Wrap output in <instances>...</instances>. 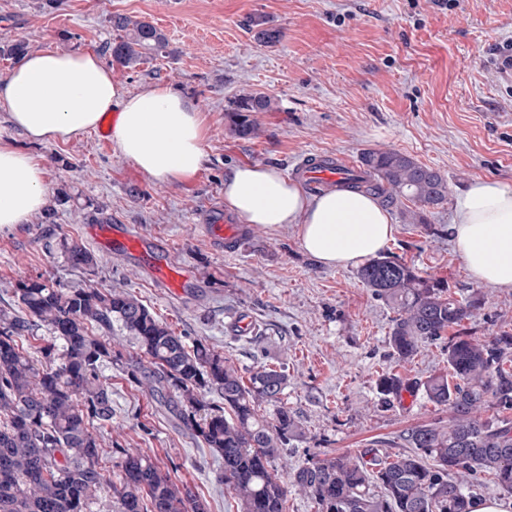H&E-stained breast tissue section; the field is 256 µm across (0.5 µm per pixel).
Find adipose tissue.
I'll list each match as a JSON object with an SVG mask.
<instances>
[{
  "instance_id": "adipose-tissue-1",
  "label": "adipose tissue",
  "mask_w": 512,
  "mask_h": 512,
  "mask_svg": "<svg viewBox=\"0 0 512 512\" xmlns=\"http://www.w3.org/2000/svg\"><path fill=\"white\" fill-rule=\"evenodd\" d=\"M0 104L29 139L55 145L95 129L116 114L112 141L121 155L157 180H192L204 161L206 113L162 83L131 94L93 52L36 51L0 77ZM224 202L247 224L275 230L295 225L302 248L317 263L346 267L376 256L395 226L372 195L337 189L307 196L280 171L236 168ZM48 203L41 158L0 140V226L25 224ZM454 248L478 284L512 289V183L473 181L455 198Z\"/></svg>"
}]
</instances>
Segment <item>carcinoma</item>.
<instances>
[{"label":"carcinoma","instance_id":"1","mask_svg":"<svg viewBox=\"0 0 512 512\" xmlns=\"http://www.w3.org/2000/svg\"><path fill=\"white\" fill-rule=\"evenodd\" d=\"M250 23L263 46L283 38L262 15ZM110 24L112 63L134 69L168 54L167 37L151 22L114 14ZM29 49L24 37L0 38V58L19 59ZM271 108L263 92L238 97L229 109L230 132L256 136L255 114ZM359 169L361 176L343 186L364 188L389 204L405 199L424 210L448 199L447 178L406 153L366 150ZM60 251L75 269L97 264L77 242H62ZM357 276L396 312L388 345L397 362L413 358L428 341L448 339V373L420 384L431 402L448 408V428H411L412 450L392 458L318 459L293 471L292 485L318 512H472V481L481 474L512 493V422L482 418L490 408L512 410V334L448 335L485 305L484 295L476 290L458 299L439 279L388 253L367 261ZM15 297L16 306L0 309V512H86L105 485L113 512H208L200 496L175 484L160 465L116 442L107 452L102 448L99 432L112 421V390L101 381V368L118 363L131 383L165 395L164 407L222 459L224 483L242 512H286L287 487L272 462L304 432L281 399L285 370L259 367L246 384L223 355L201 342L187 345L123 291L36 279L20 282ZM116 327L135 340L142 358L124 362L112 350L105 335ZM41 328L61 340L62 349L43 347L37 364L24 339ZM411 387L400 374L384 373L376 383L379 402L389 406Z\"/></svg>","mask_w":512,"mask_h":512}]
</instances>
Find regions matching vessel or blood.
I'll return each mask as SVG.
<instances>
[{"label":"vessel or blood","mask_w":512,"mask_h":512,"mask_svg":"<svg viewBox=\"0 0 512 512\" xmlns=\"http://www.w3.org/2000/svg\"><path fill=\"white\" fill-rule=\"evenodd\" d=\"M345 160L332 154H307L294 168L311 190L339 183L343 178ZM92 240L105 247L110 254L120 257H138L151 278L160 285L180 292L193 280L190 268L173 265L167 248L159 241L149 240L148 236L131 224H91L87 227ZM210 244L234 252L243 236L241 224L232 217L215 218L205 226Z\"/></svg>","instance_id":"vessel-or-blood-1"}]
</instances>
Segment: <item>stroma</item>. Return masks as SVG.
I'll use <instances>...</instances> for the list:
<instances>
[{
  "mask_svg": "<svg viewBox=\"0 0 512 512\" xmlns=\"http://www.w3.org/2000/svg\"><path fill=\"white\" fill-rule=\"evenodd\" d=\"M145 19L169 40L166 57L112 77L137 93L163 83L194 99L210 132L204 162L191 181L151 179L96 132L56 145L29 141L0 107V139L42 157L54 223L33 218L0 227V307L20 282L42 278L64 287L94 286L140 299L186 343L203 342L250 377L261 365L285 369L282 399L305 435L273 463L282 476L318 458L407 450L411 427L448 424V409L423 392L379 404L376 382L398 372L418 384L448 369L446 344L422 346L405 363L390 355L393 309L374 297L356 266L328 268L303 251L295 225H249L239 249H212L203 218L224 205V182L245 164L290 173L308 153L357 162L368 149H393L438 169L448 202L422 221L411 202L390 207L395 233L388 253L466 295L477 284L453 250L451 198L472 180L512 181V78L488 64L489 45L512 39V0H0V36H25L31 50L102 53L114 14ZM264 15L282 41L259 45L248 25ZM261 91L273 108L257 115L258 136L229 131L239 95ZM104 207L170 249L174 265L199 283L184 296L156 287L134 260L108 255L87 235L86 220ZM92 249L93 270L71 269L59 245ZM486 304L463 324L483 340L512 334V289L485 288ZM263 328L258 341L236 336L234 318ZM101 374L112 390V420L100 431L140 453L206 499L209 512H239L214 453L185 431L156 397L113 365Z\"/></svg>",
  "mask_w": 512,
  "mask_h": 512,
  "instance_id": "obj_1",
  "label": "stroma"
}]
</instances>
